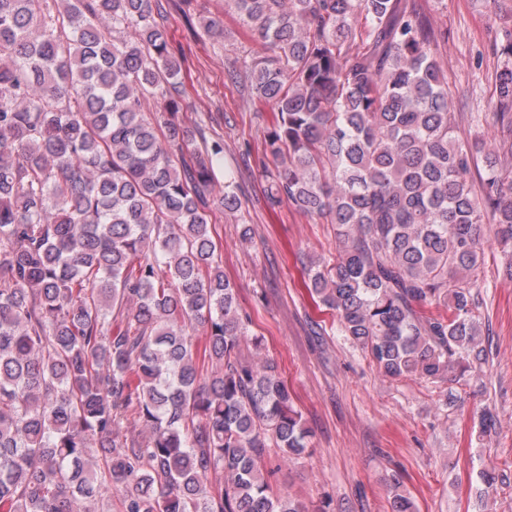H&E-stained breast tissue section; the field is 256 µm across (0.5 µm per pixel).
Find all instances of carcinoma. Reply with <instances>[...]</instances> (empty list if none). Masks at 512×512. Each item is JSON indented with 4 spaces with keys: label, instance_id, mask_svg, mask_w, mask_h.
<instances>
[{
    "label": "carcinoma",
    "instance_id": "obj_1",
    "mask_svg": "<svg viewBox=\"0 0 512 512\" xmlns=\"http://www.w3.org/2000/svg\"><path fill=\"white\" fill-rule=\"evenodd\" d=\"M226 2L274 112L267 201L343 243L305 264L311 298L386 376L468 382L487 357L473 274L486 230L512 245V171L455 135L445 34L399 0ZM163 9L0 0V512H307L264 461L309 454L310 431L277 364L240 355L210 212L241 204L231 175L214 189L224 142L179 118ZM493 51L512 61V26ZM495 95L512 128V64ZM400 488L391 512H414Z\"/></svg>",
    "mask_w": 512,
    "mask_h": 512
}]
</instances>
